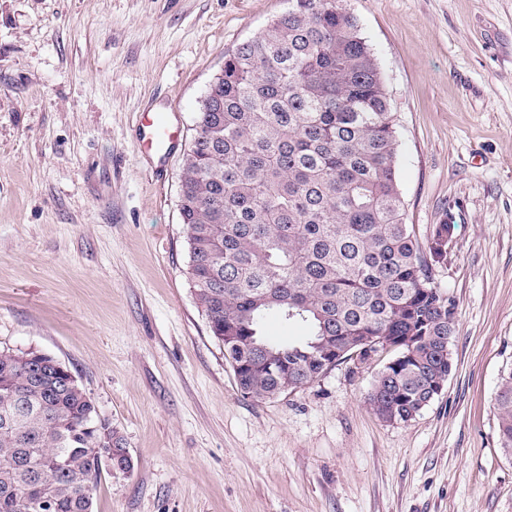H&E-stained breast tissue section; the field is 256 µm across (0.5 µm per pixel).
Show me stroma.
<instances>
[{
  "instance_id": "35a3bbf8",
  "label": "stroma",
  "mask_w": 512,
  "mask_h": 512,
  "mask_svg": "<svg viewBox=\"0 0 512 512\" xmlns=\"http://www.w3.org/2000/svg\"><path fill=\"white\" fill-rule=\"evenodd\" d=\"M385 75L452 370L413 420L367 406L387 361L257 401L188 275L180 174L224 56L288 0H0V348L51 355L124 436L93 512H512L495 395L512 367V0H348ZM181 139L145 154L137 120Z\"/></svg>"
}]
</instances>
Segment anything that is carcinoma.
<instances>
[{
  "instance_id": "cac0c4a2",
  "label": "carcinoma",
  "mask_w": 512,
  "mask_h": 512,
  "mask_svg": "<svg viewBox=\"0 0 512 512\" xmlns=\"http://www.w3.org/2000/svg\"><path fill=\"white\" fill-rule=\"evenodd\" d=\"M288 3L225 55L197 113L180 176L189 279L244 395L275 398L385 352L368 405L406 423L451 371L455 305L429 260L443 259L455 225H435L423 245L406 224L396 118L354 13L344 0ZM271 317L308 334L271 342ZM27 356L0 349V512L43 499L92 512L102 469L88 449L124 437L64 386L67 368L37 381ZM494 409L512 459V367Z\"/></svg>"
}]
</instances>
